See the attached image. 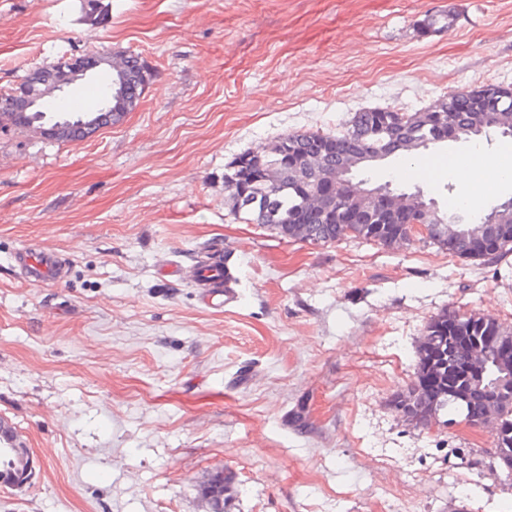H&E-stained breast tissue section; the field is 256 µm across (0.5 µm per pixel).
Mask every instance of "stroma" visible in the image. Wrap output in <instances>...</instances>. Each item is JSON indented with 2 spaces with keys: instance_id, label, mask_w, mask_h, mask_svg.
Returning <instances> with one entry per match:
<instances>
[{
  "instance_id": "1",
  "label": "stroma",
  "mask_w": 512,
  "mask_h": 512,
  "mask_svg": "<svg viewBox=\"0 0 512 512\" xmlns=\"http://www.w3.org/2000/svg\"><path fill=\"white\" fill-rule=\"evenodd\" d=\"M0 0V91L61 56L139 55L135 112L92 138L0 131V415L38 464L0 512H512L486 429H421L392 400L443 310L512 327V254L470 261L414 240L287 242L236 219L224 172L290 132L369 107L415 112L464 86H512V0ZM455 10L450 29L423 20ZM512 157L493 135L354 172L468 192L449 159ZM229 257L233 296L204 308L187 269ZM24 244L64 255L30 284ZM12 258L17 274L28 282L54 284L67 278L68 268L51 252L23 247ZM232 476L224 471H216L209 475L199 486L201 496L210 506V512H224L226 497Z\"/></svg>"
}]
</instances>
